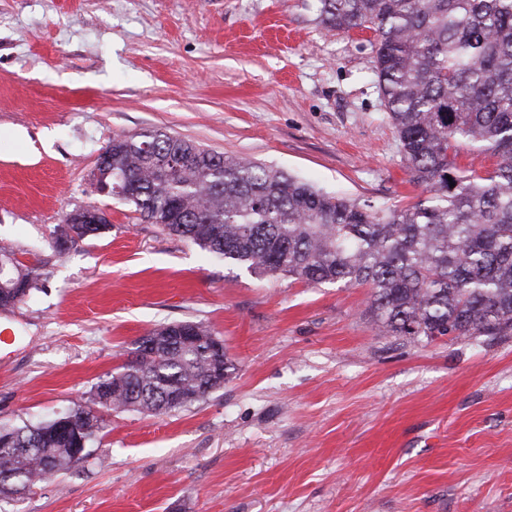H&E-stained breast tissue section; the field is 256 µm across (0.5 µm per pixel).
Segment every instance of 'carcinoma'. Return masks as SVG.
Listing matches in <instances>:
<instances>
[{
  "instance_id": "cac0c4a2",
  "label": "carcinoma",
  "mask_w": 512,
  "mask_h": 512,
  "mask_svg": "<svg viewBox=\"0 0 512 512\" xmlns=\"http://www.w3.org/2000/svg\"><path fill=\"white\" fill-rule=\"evenodd\" d=\"M317 26L373 34L379 88L411 182L428 196L376 208L329 196L238 155L216 154L161 129L119 135L105 148L135 187L121 200L152 224L256 276L372 288L381 335L434 341L512 333V0H317ZM139 139L148 150L126 147ZM469 147L490 155L479 173ZM0 310L38 278L0 247ZM181 348L151 333V353L92 387V405L23 425L0 422V501L87 460L116 409L169 414L221 385L209 339Z\"/></svg>"
}]
</instances>
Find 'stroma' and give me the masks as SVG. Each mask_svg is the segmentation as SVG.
<instances>
[{"mask_svg":"<svg viewBox=\"0 0 512 512\" xmlns=\"http://www.w3.org/2000/svg\"><path fill=\"white\" fill-rule=\"evenodd\" d=\"M315 0H0V245L39 277L0 311V421L87 402L140 336L199 322L236 365L167 415L118 410L78 468L0 512H512V335H380L366 285L258 277L93 188L159 128L379 207L416 202L371 32ZM108 227L58 254L64 213ZM108 223L107 214L99 209L96 206L92 207H86L82 209L78 214L70 213L67 214L63 221L62 226L67 227L68 225H71L68 229L60 228L59 225H57V228L54 231L55 234V247L57 251L62 254L63 251L58 249L57 243L58 240L61 238H71V243H75L76 240L73 236H70V232H74L78 237H80L79 233V227L74 224H86V228L88 229V234H92V229L95 227L96 224H103L102 230L106 228Z\"/></svg>","mask_w":512,"mask_h":512,"instance_id":"1","label":"stroma"}]
</instances>
